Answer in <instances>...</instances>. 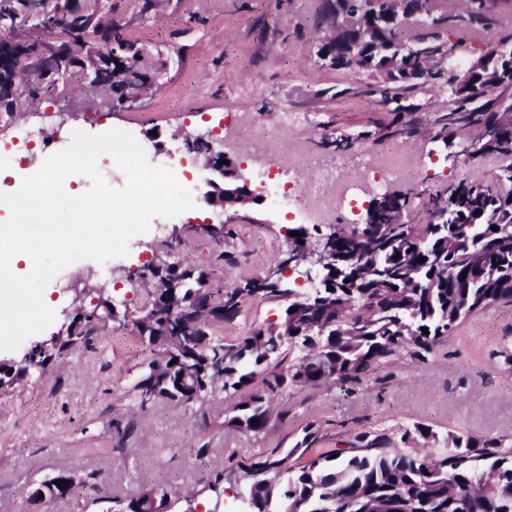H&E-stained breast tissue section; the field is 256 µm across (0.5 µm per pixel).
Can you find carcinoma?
I'll return each mask as SVG.
<instances>
[{
	"instance_id": "cac0c4a2",
	"label": "carcinoma",
	"mask_w": 512,
	"mask_h": 512,
	"mask_svg": "<svg viewBox=\"0 0 512 512\" xmlns=\"http://www.w3.org/2000/svg\"><path fill=\"white\" fill-rule=\"evenodd\" d=\"M39 23L25 32L34 39L40 29L52 26L76 32L82 47L71 65L83 71L97 66L89 50L98 47V36L107 34L115 48L134 49L125 27L112 20L105 0H82L78 15L71 16L68 0H51ZM414 22L401 24L396 0H324L323 17L336 23L348 20L341 38L320 45L321 59L336 66L344 38L367 30L379 19L387 21L390 46H406L410 57L423 56L432 68L419 80L385 71L384 57L376 56L363 70L375 82L376 104L387 106L427 86L448 87L457 60L468 45L498 25L512 9V0H410ZM493 51H480L485 67L472 74L446 112H438L434 137L474 147L471 162L487 155L512 156V35ZM36 44L9 55L3 69L15 76L12 90L0 94V112H24L36 101L57 96L60 78H45L48 62L35 52ZM102 80L88 90L110 101L128 96L132 81L104 69ZM431 221L396 224L392 207L405 209L406 195L387 192L377 224H344L336 238L337 252L354 260L360 243L377 245L372 271L354 260L353 282H333L321 303L308 304L294 290H277L256 277L237 288L203 286V270L171 267L148 268L155 288L147 307L164 310L174 296L189 300L195 319L165 325L135 327L144 343L168 344L169 378L151 374L144 362L131 386L137 405L145 409L158 402L189 405L220 398L233 402L232 415L220 413L212 421L220 430L234 427L258 439L272 422L283 420L288 410L273 404L277 393L288 388L336 386L357 392L383 365L399 359L417 362L470 316L495 305L512 306V162L499 167L488 180H460L428 194ZM453 206V224L439 216ZM425 261H420V258ZM182 288H170V282ZM260 295L286 304L278 324L288 326V336L272 324L246 336L216 335V328L233 321L247 297ZM74 318L60 346L49 350L42 362L61 359L73 347L90 345L105 326L91 320L98 311ZM318 429L309 424L301 440L282 455L270 448L238 460L228 469L215 463L205 489L221 496L228 475L238 471L249 512H276L273 504L288 501L292 512H512V437H476L448 434L439 439L428 426L362 430L347 448L288 464L299 448L317 440ZM442 444L440 453L411 449L417 442ZM73 473L59 471L41 482L44 495L63 498L70 493ZM64 482L60 488L56 482ZM182 496L166 486H145L129 499H112L104 512H157L163 506L179 510Z\"/></svg>"
}]
</instances>
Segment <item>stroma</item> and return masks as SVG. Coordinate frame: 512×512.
I'll return each instance as SVG.
<instances>
[{
    "label": "stroma",
    "mask_w": 512,
    "mask_h": 512,
    "mask_svg": "<svg viewBox=\"0 0 512 512\" xmlns=\"http://www.w3.org/2000/svg\"><path fill=\"white\" fill-rule=\"evenodd\" d=\"M323 2L163 0L144 13L141 0H112L113 15L125 25L128 39L159 63L158 91L130 106L94 107L84 84L67 82L64 93L41 101L38 111L21 117L0 112V146H10L15 130L26 123L41 129L38 153L56 144L55 131L62 126L94 135L119 128L147 151L163 154L173 134L206 132L232 113L238 136L260 133L268 145L264 155L230 152L239 169L271 158L278 176L292 178L302 193L315 161L345 159L354 168L365 156L373 165L401 170L389 188L406 194L405 219L412 224L426 220L427 190L494 176L500 157L451 161L426 134L433 113L447 109V92L427 89L408 98V110L391 112L374 104L366 75L318 59L326 33L320 24ZM290 112L300 113V123L281 128V115ZM340 137L349 138L350 150L323 147L324 139ZM182 166L199 205L181 215L184 243L172 261L208 266L219 247L203 227L215 220L235 229L220 247L235 254L236 265L213 271L225 288L261 275L285 257L293 217L274 215L264 202L227 211L209 207L203 202L204 177L196 176L191 161ZM163 247L146 233L131 239L128 255L109 274L91 260L64 269L45 289L56 313L50 333L67 323L76 296H83L86 308L94 307L93 296L81 293L88 283L103 287L117 312L139 311L148 296L142 269ZM281 311L275 302L250 297L223 333L243 335L277 321ZM505 347L512 349V307L487 308L463 321L425 362L398 360L355 395L324 387L280 393L275 401L288 408V416L257 441L232 427L208 428L206 418L221 408L216 401L188 407L160 402L130 411L131 379L150 353L133 332L109 331L0 395V512H72L70 499L28 502L30 489L62 469L95 474L100 497L126 499L153 484L194 492L209 477L208 466L195 458L201 443L239 459L265 448L287 450L312 421L320 426L321 439L308 448L311 456L345 447L355 432L370 427L423 424L441 435L507 437L512 435V370H505L497 356ZM124 414L135 423L126 438L112 426L113 418Z\"/></svg>",
    "instance_id": "obj_1"
}]
</instances>
